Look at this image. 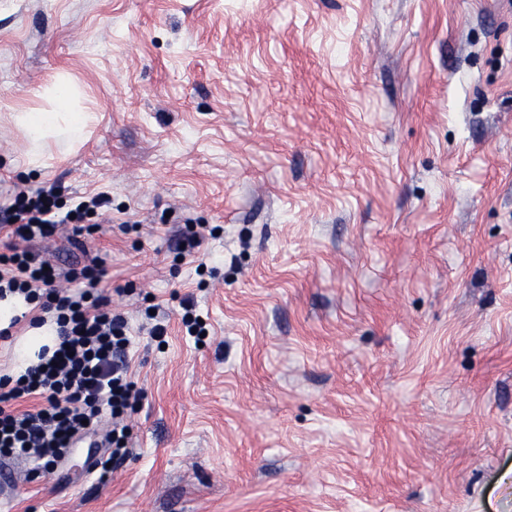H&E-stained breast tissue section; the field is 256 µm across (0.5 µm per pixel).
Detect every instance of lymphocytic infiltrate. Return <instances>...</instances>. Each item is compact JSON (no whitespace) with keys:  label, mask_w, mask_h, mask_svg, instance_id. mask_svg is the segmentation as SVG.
Segmentation results:
<instances>
[{"label":"lymphocytic infiltrate","mask_w":512,"mask_h":512,"mask_svg":"<svg viewBox=\"0 0 512 512\" xmlns=\"http://www.w3.org/2000/svg\"><path fill=\"white\" fill-rule=\"evenodd\" d=\"M61 191L57 183L20 190L0 204V229L9 240L0 253V296L24 294L59 327L51 356L19 377H0V455L26 461L35 478L52 473L70 448L97 431L104 434L108 463H119L129 453L125 420L141 399L132 379L128 320L98 289L107 274L103 259L61 273L34 248L63 225L82 246L92 231L85 217L111 203L99 193L77 197L65 210ZM81 278L86 285L79 289Z\"/></svg>","instance_id":"f902f5d3"}]
</instances>
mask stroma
<instances>
[{"label":"stroma","instance_id":"1","mask_svg":"<svg viewBox=\"0 0 512 512\" xmlns=\"http://www.w3.org/2000/svg\"><path fill=\"white\" fill-rule=\"evenodd\" d=\"M60 74L96 124L4 169ZM54 182L143 399L0 512H512V0H0V196ZM184 313L181 317V322L185 330V335L194 339L195 343L202 341V337L207 335L206 318L197 310L196 305L191 301H186L182 304ZM199 319L203 323H199Z\"/></svg>","mask_w":512,"mask_h":512}]
</instances>
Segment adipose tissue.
Masks as SVG:
<instances>
[{
  "label": "adipose tissue",
  "instance_id": "1",
  "mask_svg": "<svg viewBox=\"0 0 512 512\" xmlns=\"http://www.w3.org/2000/svg\"><path fill=\"white\" fill-rule=\"evenodd\" d=\"M50 108L19 112L16 124L24 131L30 147L19 161L20 168L35 171L46 167L51 158V142L59 134H67L71 140H81L87 127L93 121V113L79 107L74 86L66 76L56 77L46 89ZM40 312L34 303L26 301L23 295L9 294L0 299V330L9 328L13 318L27 317L28 323L15 334L11 376L24 373L28 366L37 364V354L42 346H56L57 326L53 321L35 325Z\"/></svg>",
  "mask_w": 512,
  "mask_h": 512
}]
</instances>
